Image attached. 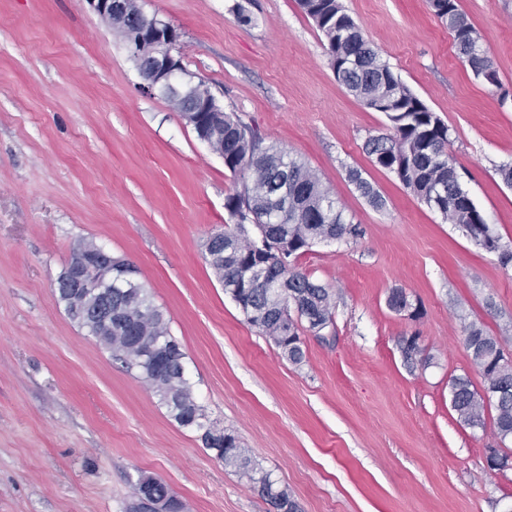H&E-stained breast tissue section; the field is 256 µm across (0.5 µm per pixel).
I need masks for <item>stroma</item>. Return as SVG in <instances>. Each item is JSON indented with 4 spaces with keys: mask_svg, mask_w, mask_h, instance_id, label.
<instances>
[{
    "mask_svg": "<svg viewBox=\"0 0 512 512\" xmlns=\"http://www.w3.org/2000/svg\"><path fill=\"white\" fill-rule=\"evenodd\" d=\"M402 81L448 124L463 190L512 246V0H460L494 62L475 76L428 0H341ZM180 35L185 67L225 111L314 170L357 237L316 243L300 271L333 322L290 364L225 293L204 243L240 177L168 100L140 88L117 30L88 0H0V512H125L140 475L185 512H274L178 426L154 391L66 313L55 283L80 239L135 265L169 322L209 420L285 485L300 512H512V455L473 429L450 383L482 377L464 328L512 352V264L477 246L377 166L383 113L338 82L297 0H139ZM251 23H240L237 6ZM361 171L374 208L348 179ZM403 289L420 317L389 308ZM432 358L409 366L403 337Z\"/></svg>",
    "mask_w": 512,
    "mask_h": 512,
    "instance_id": "obj_1",
    "label": "stroma"
}]
</instances>
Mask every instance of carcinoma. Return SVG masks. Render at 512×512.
I'll return each mask as SVG.
<instances>
[{
  "mask_svg": "<svg viewBox=\"0 0 512 512\" xmlns=\"http://www.w3.org/2000/svg\"><path fill=\"white\" fill-rule=\"evenodd\" d=\"M299 4L324 36L339 82L367 108L384 113L389 122L390 133L371 136L365 143L375 164L394 173L430 208L435 194L445 193L438 212L480 244L476 231L482 227L490 233L492 229L469 196L463 194L457 169L448 159L449 126L382 60L340 0H299ZM430 6L474 73H479L481 65H493L460 9L459 0H430ZM203 120L208 126L224 124V167L234 175L249 174L243 179L241 190L228 196L224 203L234 219V229L224 231L222 240L211 242L214 260L210 267L247 321L273 339L286 360L300 365L305 359L300 324L320 333L332 323L334 305L329 288L288 264L280 248L307 246L313 237H355L358 227L336 206L301 158L277 144L263 145L258 132L232 113L206 112ZM348 178L373 207H383V199L359 171L350 170ZM252 225L261 229L265 247L248 253L244 239L247 227ZM277 280L288 282V293L274 287ZM58 301L80 327L94 331L91 300L69 301L61 295ZM387 303L396 312L408 310L414 318L420 315L419 308L412 307L401 288L390 292ZM465 332L466 350L484 387L504 388L506 394L487 399L472 389L470 380L457 377L450 384L451 407L463 424L474 428L485 425V403L494 405L493 422L500 441L512 439V365L498 361L495 350L499 341L482 326L472 322ZM100 344L127 369L137 370L143 381H152L154 392L170 417L182 427L203 431L205 447L216 452L224 466L247 479L253 492L276 510L283 503L298 508L288 489L280 487L271 473L252 461L235 435L223 428L218 430L220 437L209 441L214 428L203 423L206 415L193 397L181 345L171 335L168 321L153 305L146 289L133 299L122 288L112 289V334L101 337ZM154 344L167 346L171 356L146 368L139 363L138 351ZM401 349L408 363L432 361L417 339L403 338ZM160 501L172 505L176 512L184 509L162 480L142 475L126 512H151Z\"/></svg>",
  "mask_w": 512,
  "mask_h": 512,
  "instance_id": "obj_1",
  "label": "carcinoma"
}]
</instances>
